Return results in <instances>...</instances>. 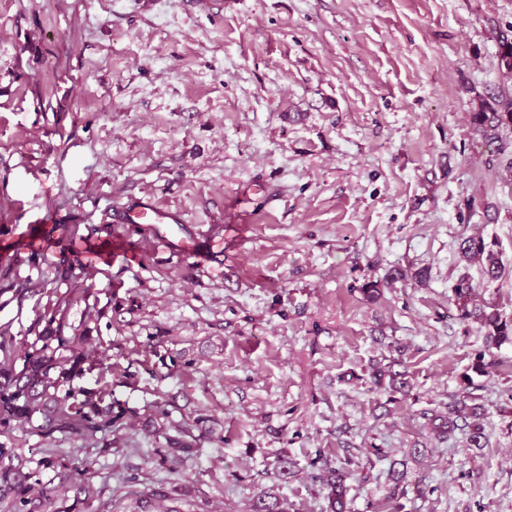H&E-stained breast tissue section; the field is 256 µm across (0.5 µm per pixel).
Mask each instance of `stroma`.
Returning a JSON list of instances; mask_svg holds the SVG:
<instances>
[{
  "instance_id": "35a3bbf8",
  "label": "stroma",
  "mask_w": 512,
  "mask_h": 512,
  "mask_svg": "<svg viewBox=\"0 0 512 512\" xmlns=\"http://www.w3.org/2000/svg\"><path fill=\"white\" fill-rule=\"evenodd\" d=\"M504 34L512 0H0V332L66 309L112 365L74 384L105 379L126 442L0 434L86 467L57 512H331L340 466L351 512H512V342L451 302L466 272L512 322V171L470 119L512 95ZM145 196L172 242L112 222ZM467 395L478 447L423 418ZM182 423L197 447L167 456ZM493 246L494 243L486 242L481 236L466 237L459 246L464 260L483 264L484 273L489 281L496 280L501 274V265ZM346 477V472L340 469H332L326 475L325 485L329 490L328 498L332 506V512H350L347 510L346 502Z\"/></svg>"
}]
</instances>
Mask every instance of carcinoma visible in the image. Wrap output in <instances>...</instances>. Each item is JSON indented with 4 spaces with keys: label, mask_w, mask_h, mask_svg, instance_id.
<instances>
[{
    "label": "carcinoma",
    "mask_w": 512,
    "mask_h": 512,
    "mask_svg": "<svg viewBox=\"0 0 512 512\" xmlns=\"http://www.w3.org/2000/svg\"><path fill=\"white\" fill-rule=\"evenodd\" d=\"M499 67L512 74V39H499ZM474 129L486 142L498 139L502 127H512V96L499 95L483 103L471 114ZM494 243L481 236L464 238L459 251L464 260L480 262L488 280L501 274V265ZM475 286L465 274L453 289V300L464 319H473L487 330V337L496 344L512 340V323L501 319L489 306L472 307ZM66 314L55 308L42 332L31 343L15 345L10 336L0 335V433L33 423L38 418L40 433L51 438L56 432L78 436L86 441L102 443L106 448H119V439H109L117 415L114 413L112 390L108 387L86 389L73 387V380L85 372V366H98L103 373L112 372V365L94 362L92 337L68 332ZM374 384L398 391L403 386L400 374L376 363L372 367ZM483 408L469 405L462 399L448 404V412L430 418L434 430L451 434L459 428L458 420H466L473 445L481 446L484 438L480 418ZM168 438L172 451L194 452V444L185 439L187 429H176ZM83 470L62 456H48L30 467L28 461L16 456L13 448L0 443V502H6L12 512H49L60 490L72 486L90 496V488L82 483ZM347 474L340 469L328 471L325 485L332 512L347 510L345 485Z\"/></svg>",
    "instance_id": "obj_1"
}]
</instances>
